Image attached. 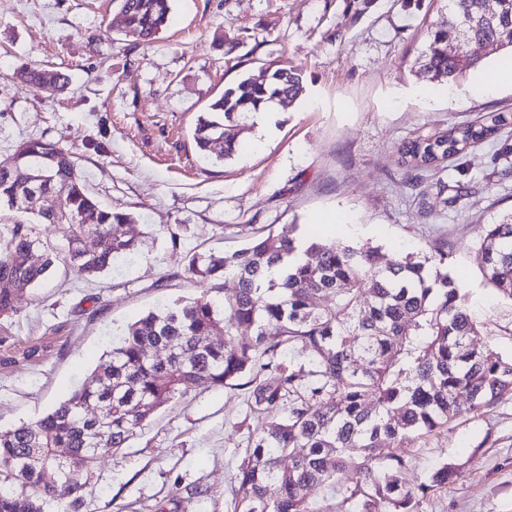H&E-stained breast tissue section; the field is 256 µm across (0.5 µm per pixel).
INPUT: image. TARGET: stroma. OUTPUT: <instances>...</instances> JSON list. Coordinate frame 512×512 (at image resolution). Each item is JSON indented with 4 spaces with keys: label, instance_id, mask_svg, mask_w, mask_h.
Listing matches in <instances>:
<instances>
[{
    "label": "stroma",
    "instance_id": "stroma-1",
    "mask_svg": "<svg viewBox=\"0 0 512 512\" xmlns=\"http://www.w3.org/2000/svg\"><path fill=\"white\" fill-rule=\"evenodd\" d=\"M114 0H0V159L22 141L60 142L79 157L88 192L136 215L137 257L88 281L59 268L20 295L0 336L49 343L40 359L0 367V429L38 419L105 363L126 326L179 298L222 301L230 278L201 285L193 252L231 253L251 238L333 214L346 244L380 247L384 262L446 246L450 271L484 323L476 344L512 355V301L477 266L481 225L512 212V127L447 160L440 176H408L401 144L487 112L512 111V85L481 89L479 74L436 84L415 60L447 23L446 0H174L147 46L118 40ZM299 69L300 99L284 103L275 137L225 162L201 159L196 119L247 71ZM23 67L58 69L70 84L23 89ZM469 198L444 205L440 186ZM178 245L159 235L163 226ZM254 427L244 390L202 383L173 399L132 440L104 454L83 512H227ZM411 486L440 464L454 476L417 512H512V397L466 413L447 432L406 449Z\"/></svg>",
    "mask_w": 512,
    "mask_h": 512
}]
</instances>
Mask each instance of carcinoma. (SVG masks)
<instances>
[{"mask_svg": "<svg viewBox=\"0 0 512 512\" xmlns=\"http://www.w3.org/2000/svg\"><path fill=\"white\" fill-rule=\"evenodd\" d=\"M115 2L118 33L128 42L149 45L168 24L172 0ZM448 12L468 20L462 33L512 52V0H503L497 19L484 16L481 0H448ZM462 33L451 25L429 33L418 62L435 82L461 80L479 67L480 59L448 51ZM20 80L27 88L68 83L65 73L38 68ZM304 90L294 68L243 75L198 117L199 152L232 159L238 137L254 128L253 112L280 98L292 102ZM509 126L512 112H488L422 133L402 143L398 163L409 175L435 170ZM20 167L42 178L40 188L76 219L66 243L44 245L40 263L31 262L40 245L34 225L54 224L57 214L15 204L28 192L14 175ZM0 204L33 218L31 225H10L0 247L1 320L57 266L96 277L138 251L124 231L133 215L100 206L85 188L75 152L57 142L28 139L0 160ZM448 258L438 248L430 257L411 253L386 264L376 247L305 240L294 224L231 254L185 256L198 282L229 276L233 294L221 305L181 300L140 317L68 399L34 422L0 431V512H45L49 503L81 512L101 454L129 447L161 407L201 382L245 389L258 422L236 474L241 496L231 512H311L308 491L327 484L340 489L344 512H409L418 494L447 484L452 469L444 464L412 489L401 477L407 461L399 449L512 395V355L473 344L483 326ZM477 260L484 282L512 301V213L482 225ZM243 327L254 336L238 339ZM286 348L309 358L275 361ZM46 349L8 345L0 366L36 360ZM58 448L70 449L72 464L57 459ZM46 467L59 469L55 488L41 481Z\"/></svg>", "mask_w": 512, "mask_h": 512, "instance_id": "carcinoma-1", "label": "carcinoma"}]
</instances>
